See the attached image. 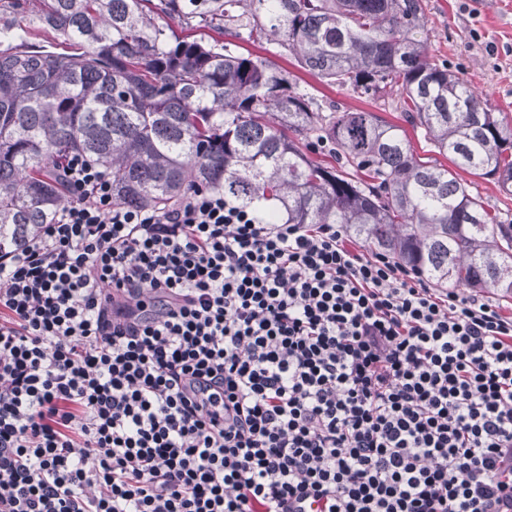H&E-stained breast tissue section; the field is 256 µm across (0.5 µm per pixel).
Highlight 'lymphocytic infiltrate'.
Segmentation results:
<instances>
[{
  "mask_svg": "<svg viewBox=\"0 0 512 512\" xmlns=\"http://www.w3.org/2000/svg\"><path fill=\"white\" fill-rule=\"evenodd\" d=\"M0 253V512H512V314L191 187Z\"/></svg>",
  "mask_w": 512,
  "mask_h": 512,
  "instance_id": "lymphocytic-infiltrate-1",
  "label": "lymphocytic infiltrate"
}]
</instances>
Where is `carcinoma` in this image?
<instances>
[{
	"instance_id": "1",
	"label": "carcinoma",
	"mask_w": 512,
	"mask_h": 512,
	"mask_svg": "<svg viewBox=\"0 0 512 512\" xmlns=\"http://www.w3.org/2000/svg\"><path fill=\"white\" fill-rule=\"evenodd\" d=\"M194 21L274 42L360 97H397L430 151L512 195V120L429 55L423 0H0V253L70 200L75 152L112 171L121 204L169 208L206 187L280 224H343L440 287L512 294V217L399 127L324 106L274 64L193 38ZM35 24L63 51L34 49Z\"/></svg>"
}]
</instances>
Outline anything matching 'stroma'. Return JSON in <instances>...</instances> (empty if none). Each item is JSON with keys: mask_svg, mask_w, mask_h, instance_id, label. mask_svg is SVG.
<instances>
[{"mask_svg": "<svg viewBox=\"0 0 512 512\" xmlns=\"http://www.w3.org/2000/svg\"><path fill=\"white\" fill-rule=\"evenodd\" d=\"M431 56L458 72L492 109L512 116V0H424ZM236 51L266 59L288 71L292 80L317 99L351 110L372 112L403 128L416 152L426 144L392 102L354 95L323 83L298 66L278 45L237 40Z\"/></svg>", "mask_w": 512, "mask_h": 512, "instance_id": "35a3bbf8", "label": "stroma"}]
</instances>
